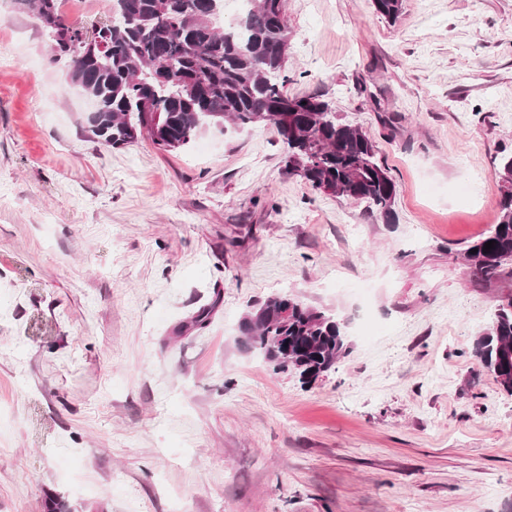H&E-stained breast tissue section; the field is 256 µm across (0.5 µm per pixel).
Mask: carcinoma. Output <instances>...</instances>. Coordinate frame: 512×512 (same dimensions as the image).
I'll use <instances>...</instances> for the list:
<instances>
[{
  "label": "carcinoma",
  "instance_id": "cac0c4a2",
  "mask_svg": "<svg viewBox=\"0 0 512 512\" xmlns=\"http://www.w3.org/2000/svg\"><path fill=\"white\" fill-rule=\"evenodd\" d=\"M21 13H53L68 35L67 75L92 99L94 117L84 132L96 143L121 148L146 137L162 151L190 148L210 129L272 126L285 147L284 171L312 189L366 203L394 218L396 184L378 161L370 135L343 121L318 95H290L286 0H249L247 13L217 25L224 0H110L92 22H71L61 0H13ZM393 23L404 0H372ZM499 216L490 233L464 259L483 283L512 261V153H502ZM495 241L486 251L484 245ZM246 343L281 372L311 383L346 353L347 336L336 315L290 295L268 298L246 313ZM474 356L512 394V298L476 339Z\"/></svg>",
  "mask_w": 512,
  "mask_h": 512
}]
</instances>
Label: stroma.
<instances>
[{"instance_id":"35a3bbf8","label":"stroma","mask_w":512,"mask_h":512,"mask_svg":"<svg viewBox=\"0 0 512 512\" xmlns=\"http://www.w3.org/2000/svg\"><path fill=\"white\" fill-rule=\"evenodd\" d=\"M286 13L288 93L370 134L393 223L284 175L270 126L89 141L0 0V512H512V395L473 356L512 276L464 260L512 150V0ZM276 294L347 325L311 385L240 332Z\"/></svg>"}]
</instances>
